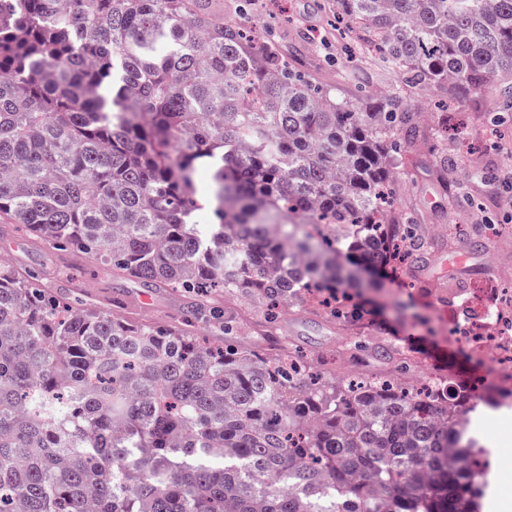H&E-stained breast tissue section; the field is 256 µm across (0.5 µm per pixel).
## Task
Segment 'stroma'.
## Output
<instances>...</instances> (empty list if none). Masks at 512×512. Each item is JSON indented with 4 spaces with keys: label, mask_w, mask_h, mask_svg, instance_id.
Returning a JSON list of instances; mask_svg holds the SVG:
<instances>
[{
    "label": "stroma",
    "mask_w": 512,
    "mask_h": 512,
    "mask_svg": "<svg viewBox=\"0 0 512 512\" xmlns=\"http://www.w3.org/2000/svg\"><path fill=\"white\" fill-rule=\"evenodd\" d=\"M225 20L262 34L287 54L291 65L338 98H375L403 90L426 124L415 147L393 154L396 177L392 209L410 216L432 242L416 283L404 271L385 274L381 286L358 298L357 321L333 318L303 299L266 323L263 306L241 295L217 298L234 321L237 344L254 347L266 337L286 342L315 371L334 369L392 377L413 387L448 378L469 386L480 406L485 386L498 373L485 357L448 331V308L468 300L502 266L512 273V124L492 125L501 111L504 79L487 81L464 101L447 91L407 84L363 43L357 27L339 19L334 0H224ZM451 162L440 170V158ZM498 231L488 251L472 238ZM0 259L12 262L81 308L117 310L133 322L155 326L185 323L188 298L178 288H146L92 259L34 238L23 225L0 222ZM487 447L496 451L492 493L483 512H504L512 503V414L493 421Z\"/></svg>",
    "instance_id": "obj_1"
}]
</instances>
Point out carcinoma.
Returning a JSON list of instances; mask_svg holds the SVG:
<instances>
[{
	"label": "carcinoma",
	"instance_id": "cac0c4a2",
	"mask_svg": "<svg viewBox=\"0 0 512 512\" xmlns=\"http://www.w3.org/2000/svg\"><path fill=\"white\" fill-rule=\"evenodd\" d=\"M411 83L512 72V0H336ZM420 114L357 105L224 22V0H0V220L267 319L379 287L425 239L386 218ZM206 170L211 186L199 194ZM191 329L72 308L0 260V512H481L470 397L331 378Z\"/></svg>",
	"mask_w": 512,
	"mask_h": 512
}]
</instances>
